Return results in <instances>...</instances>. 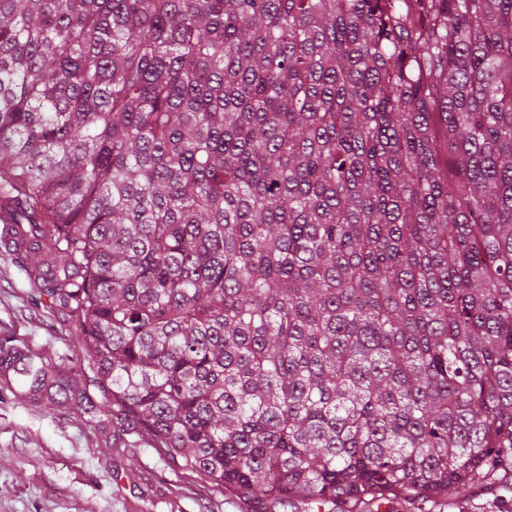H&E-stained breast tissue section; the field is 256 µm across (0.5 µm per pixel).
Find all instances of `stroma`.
I'll return each instance as SVG.
<instances>
[{
	"label": "stroma",
	"instance_id": "obj_1",
	"mask_svg": "<svg viewBox=\"0 0 512 512\" xmlns=\"http://www.w3.org/2000/svg\"><path fill=\"white\" fill-rule=\"evenodd\" d=\"M0 237V349L79 364L64 312L41 304L26 262ZM235 496L107 414L51 409L0 377V512H242Z\"/></svg>",
	"mask_w": 512,
	"mask_h": 512
}]
</instances>
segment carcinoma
<instances>
[{
	"label": "carcinoma",
	"mask_w": 512,
	"mask_h": 512,
	"mask_svg": "<svg viewBox=\"0 0 512 512\" xmlns=\"http://www.w3.org/2000/svg\"><path fill=\"white\" fill-rule=\"evenodd\" d=\"M0 230L251 512L512 478V0H0Z\"/></svg>",
	"instance_id": "cac0c4a2"
}]
</instances>
